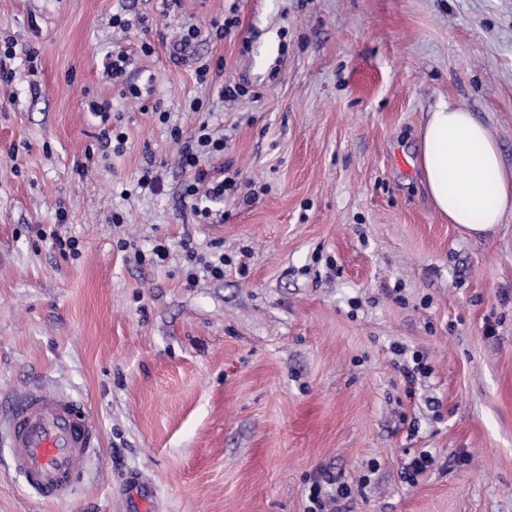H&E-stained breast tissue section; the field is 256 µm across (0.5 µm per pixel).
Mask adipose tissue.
<instances>
[{"instance_id":"1","label":"adipose tissue","mask_w":512,"mask_h":512,"mask_svg":"<svg viewBox=\"0 0 512 512\" xmlns=\"http://www.w3.org/2000/svg\"><path fill=\"white\" fill-rule=\"evenodd\" d=\"M420 137L424 184L439 216L473 237L495 232L512 215V171L486 126L442 102Z\"/></svg>"}]
</instances>
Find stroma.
I'll return each mask as SVG.
<instances>
[{
  "label": "stroma",
  "instance_id": "stroma-1",
  "mask_svg": "<svg viewBox=\"0 0 512 512\" xmlns=\"http://www.w3.org/2000/svg\"><path fill=\"white\" fill-rule=\"evenodd\" d=\"M7 37L0 399L64 392L102 447L62 503L0 451V512H139L148 493L150 512H307L316 484L324 512H512V217L464 233L417 165L445 100L512 169V0H0ZM116 45L146 100L107 77ZM227 82L246 96L224 102ZM203 121L238 173L214 224L182 197L171 137ZM148 168L159 192H133ZM60 211L79 259L36 236ZM158 241L168 260L139 262ZM186 241L223 250L222 279Z\"/></svg>",
  "mask_w": 512,
  "mask_h": 512
}]
</instances>
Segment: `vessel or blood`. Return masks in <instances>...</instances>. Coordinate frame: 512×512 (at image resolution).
<instances>
[{"label":"vessel or blood","mask_w":512,"mask_h":512,"mask_svg":"<svg viewBox=\"0 0 512 512\" xmlns=\"http://www.w3.org/2000/svg\"><path fill=\"white\" fill-rule=\"evenodd\" d=\"M10 433L11 466L48 502L68 500L85 461L98 453L101 436L83 406L62 393L34 389L0 412Z\"/></svg>","instance_id":"vessel-or-blood-1"}]
</instances>
